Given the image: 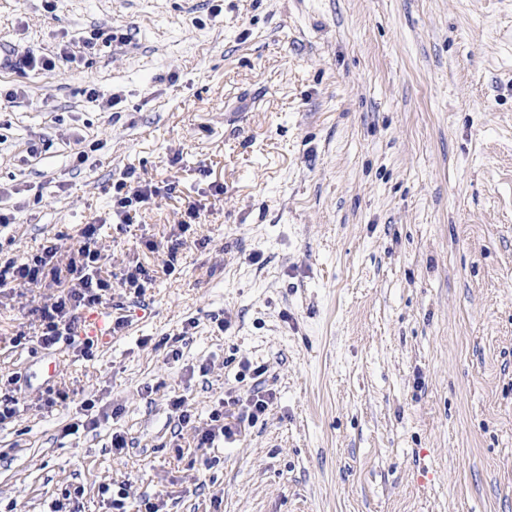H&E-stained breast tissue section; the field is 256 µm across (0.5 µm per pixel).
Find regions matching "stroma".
<instances>
[{"label":"stroma","mask_w":512,"mask_h":512,"mask_svg":"<svg viewBox=\"0 0 512 512\" xmlns=\"http://www.w3.org/2000/svg\"><path fill=\"white\" fill-rule=\"evenodd\" d=\"M63 48L0 69V254L95 222L154 281L87 353L0 290V512H512V0H0V50ZM60 58L63 60L69 59L65 49L61 50L59 55L56 57H47L40 54L37 55L33 52L20 57L16 56L14 60L11 59L7 66L21 74H24L27 70L34 69L52 71L57 68V61L59 62ZM132 184L125 180L115 184V194H112L113 209L116 207V213L122 216V224H130L129 207L136 203L148 201L156 192L149 185H142L139 181ZM128 208V209H127Z\"/></svg>","instance_id":"obj_1"}]
</instances>
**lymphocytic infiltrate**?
<instances>
[{
	"instance_id": "1",
	"label": "lymphocytic infiltrate",
	"mask_w": 512,
	"mask_h": 512,
	"mask_svg": "<svg viewBox=\"0 0 512 512\" xmlns=\"http://www.w3.org/2000/svg\"><path fill=\"white\" fill-rule=\"evenodd\" d=\"M98 230V225H83L76 243L67 248L70 259L63 267L55 262L64 249L57 236L50 238L35 254L0 262L1 289L37 287L47 281L66 284L63 295L37 309L42 327L37 341L45 349L62 343L69 346L79 341L88 346L93 343L85 335L84 315L101 304L113 285L103 274L102 255L97 247Z\"/></svg>"
}]
</instances>
